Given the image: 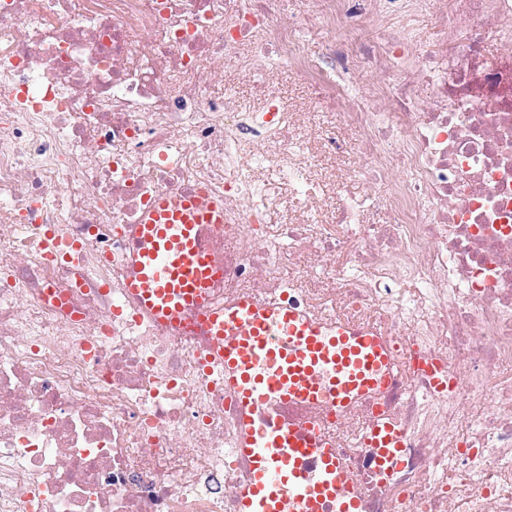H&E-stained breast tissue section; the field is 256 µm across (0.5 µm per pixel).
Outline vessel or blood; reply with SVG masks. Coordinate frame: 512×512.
<instances>
[{
	"label": "vessel or blood",
	"mask_w": 512,
	"mask_h": 512,
	"mask_svg": "<svg viewBox=\"0 0 512 512\" xmlns=\"http://www.w3.org/2000/svg\"><path fill=\"white\" fill-rule=\"evenodd\" d=\"M223 221V203L206 193L156 197L124 228L128 290L157 322L192 324L207 340L201 362L222 368L238 409L235 452L249 470L239 512H362L334 427L365 409L361 444L372 449L380 479L390 476L404 432L376 399L397 375L391 339L373 321L319 317L248 293L211 303L222 261L205 234ZM418 367L436 391L451 390L444 365L422 360ZM297 407L316 413L284 416Z\"/></svg>",
	"instance_id": "b4317fda"
}]
</instances>
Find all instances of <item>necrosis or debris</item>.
Segmentation results:
<instances>
[{
	"instance_id": "necrosis-or-debris-1",
	"label": "necrosis or debris",
	"mask_w": 512,
	"mask_h": 512,
	"mask_svg": "<svg viewBox=\"0 0 512 512\" xmlns=\"http://www.w3.org/2000/svg\"><path fill=\"white\" fill-rule=\"evenodd\" d=\"M0 0V512H238L236 419L204 339L124 291V225L155 197L224 199V277L353 321L399 364L406 431L378 486L356 411L338 426L364 512H512V0ZM438 10L461 41L417 54ZM499 42L488 50L486 33ZM295 68L341 112L365 184L395 179L387 224L310 178L341 149L276 90ZM251 79L255 107L207 88ZM295 220L271 228L272 183ZM418 368L429 375L431 385L436 391L446 393L452 390L453 379L444 365L436 361L421 360Z\"/></svg>"
}]
</instances>
